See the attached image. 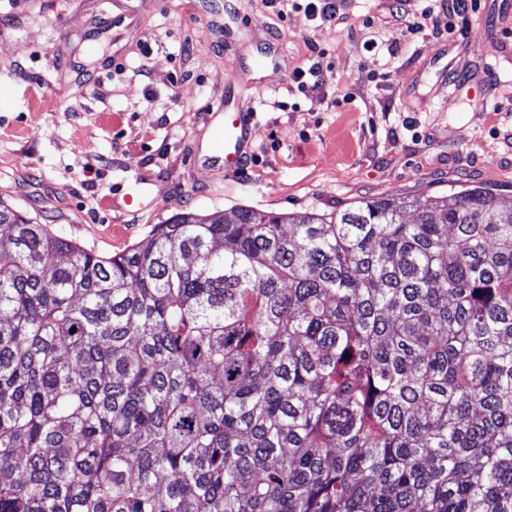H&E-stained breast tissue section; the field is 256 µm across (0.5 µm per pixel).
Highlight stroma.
Returning a JSON list of instances; mask_svg holds the SVG:
<instances>
[{
  "label": "stroma",
  "mask_w": 512,
  "mask_h": 512,
  "mask_svg": "<svg viewBox=\"0 0 512 512\" xmlns=\"http://www.w3.org/2000/svg\"><path fill=\"white\" fill-rule=\"evenodd\" d=\"M426 5L339 0L332 21L283 24L267 0H0V201L103 256L187 211L470 186L510 206L512 0H477L463 33ZM312 66L330 79L307 96L291 75ZM223 102L255 115L232 175L202 153Z\"/></svg>",
  "instance_id": "1"
}]
</instances>
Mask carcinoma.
<instances>
[{"instance_id":"carcinoma-1","label":"carcinoma","mask_w":512,"mask_h":512,"mask_svg":"<svg viewBox=\"0 0 512 512\" xmlns=\"http://www.w3.org/2000/svg\"><path fill=\"white\" fill-rule=\"evenodd\" d=\"M0 512H512V206L183 212L107 257L0 203Z\"/></svg>"}]
</instances>
